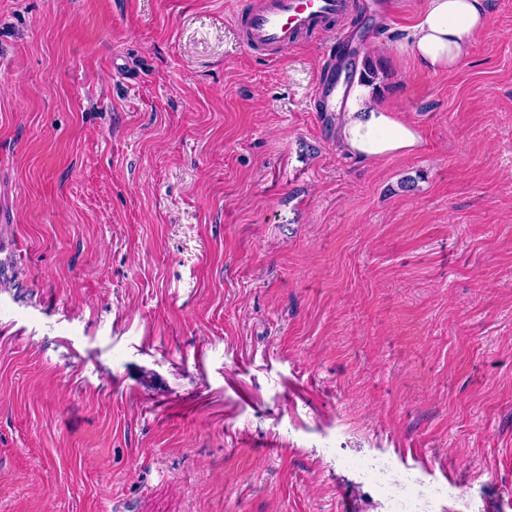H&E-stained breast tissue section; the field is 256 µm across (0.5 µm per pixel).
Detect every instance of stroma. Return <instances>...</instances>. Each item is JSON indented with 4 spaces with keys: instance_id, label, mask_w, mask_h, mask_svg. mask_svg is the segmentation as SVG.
Here are the masks:
<instances>
[{
    "instance_id": "stroma-1",
    "label": "stroma",
    "mask_w": 512,
    "mask_h": 512,
    "mask_svg": "<svg viewBox=\"0 0 512 512\" xmlns=\"http://www.w3.org/2000/svg\"><path fill=\"white\" fill-rule=\"evenodd\" d=\"M239 2L0 0V512H512V0L377 163Z\"/></svg>"
}]
</instances>
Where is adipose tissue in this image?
<instances>
[{"mask_svg": "<svg viewBox=\"0 0 512 512\" xmlns=\"http://www.w3.org/2000/svg\"><path fill=\"white\" fill-rule=\"evenodd\" d=\"M492 13L491 0H426L414 22L387 50L407 55L429 73H447L469 56ZM336 144L342 153L368 162L403 157L420 149L421 134L377 94L374 85L354 82L339 104Z\"/></svg>", "mask_w": 512, "mask_h": 512, "instance_id": "obj_1", "label": "adipose tissue"}]
</instances>
